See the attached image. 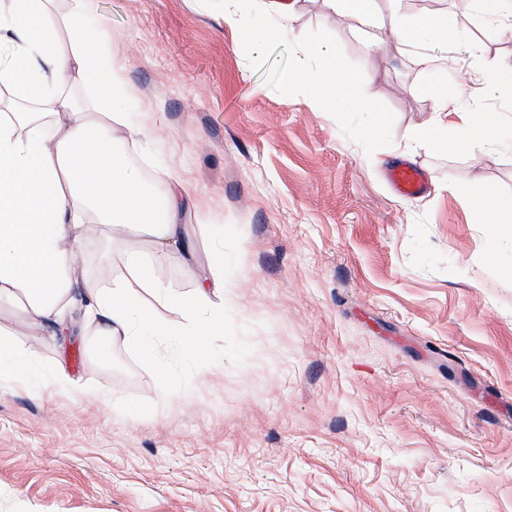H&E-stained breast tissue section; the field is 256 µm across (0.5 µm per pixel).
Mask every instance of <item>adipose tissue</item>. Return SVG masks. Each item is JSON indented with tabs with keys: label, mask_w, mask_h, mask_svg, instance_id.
<instances>
[{
	"label": "adipose tissue",
	"mask_w": 512,
	"mask_h": 512,
	"mask_svg": "<svg viewBox=\"0 0 512 512\" xmlns=\"http://www.w3.org/2000/svg\"><path fill=\"white\" fill-rule=\"evenodd\" d=\"M90 4L72 0L62 17L54 14V0H5L0 8V45L13 50L11 64L0 67V90L16 104L15 112L0 115V301L20 305L52 336L83 324L104 339H123L152 370L158 358L149 341L169 333L153 311L158 304L184 317L179 345L195 361L204 340L224 326V281H203L185 297L154 276L156 262L170 250L191 249L182 223L185 194L177 187L147 191L140 171L117 157L115 129H124L133 143L146 132L113 106L126 76L103 54L106 29L91 21ZM370 4L323 0L328 13L350 17L366 30L389 31L402 45L441 31L436 19L421 18L412 29L397 6L382 14ZM301 52L312 65L298 78L315 109L335 104L355 87L354 78L337 68L335 50L305 45ZM89 80L97 91L93 103L78 94ZM432 102L420 139L446 144L452 153L503 147L500 119L440 93ZM452 126L459 131L454 138L448 135ZM473 205L494 235H512L511 201L489 189ZM90 224L135 225L151 250L128 253L124 276L89 286L76 250Z\"/></svg>",
	"instance_id": "1"
}]
</instances>
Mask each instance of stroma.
Wrapping results in <instances>:
<instances>
[{"instance_id":"stroma-1","label":"stroma","mask_w":512,"mask_h":512,"mask_svg":"<svg viewBox=\"0 0 512 512\" xmlns=\"http://www.w3.org/2000/svg\"><path fill=\"white\" fill-rule=\"evenodd\" d=\"M399 6L446 38L374 43L301 0L290 32L247 44L269 22L256 0L235 25L212 0H93L126 74L118 107L150 129L135 145L115 130L118 147L188 192L197 256L169 252L155 275L188 296L223 253L224 329L204 375L172 335L155 373L121 340L101 360L87 332L47 336L0 303V330L85 389L0 378V512H512V238L473 210L488 186L512 199V150L412 140L433 94L475 82L480 111L512 116V32L481 0ZM305 43L334 48L376 111H313L288 79ZM403 157L428 174L422 197L386 181ZM148 249L93 226L80 266L97 284Z\"/></svg>"}]
</instances>
